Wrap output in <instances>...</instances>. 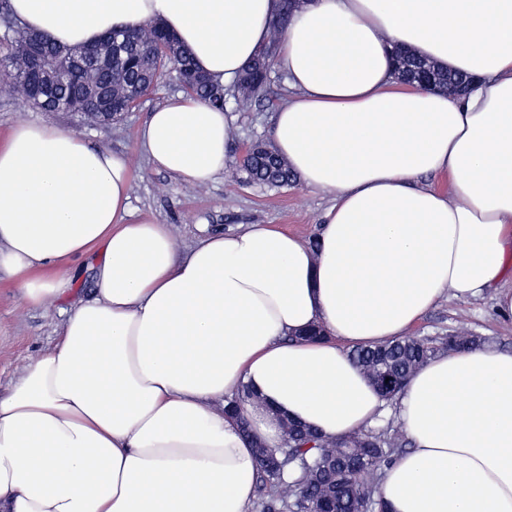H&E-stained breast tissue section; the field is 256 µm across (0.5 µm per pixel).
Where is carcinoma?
<instances>
[{"label": "carcinoma", "instance_id": "carcinoma-1", "mask_svg": "<svg viewBox=\"0 0 512 512\" xmlns=\"http://www.w3.org/2000/svg\"><path fill=\"white\" fill-rule=\"evenodd\" d=\"M280 4L265 49L244 67L249 78L235 85L231 94L240 109L266 98L280 35L301 0H280ZM164 32L158 22L114 29L97 42L94 55L86 56L83 47L64 46L30 32L12 14L9 0H0V81L34 109L66 112L102 127L116 122L114 117L104 119L102 113L132 111L170 70L184 81L185 93L224 108V85L202 74L190 53L175 38H165ZM32 41L41 44L45 72L38 71L33 62L28 49ZM398 55L395 78L402 82L415 83L432 74L435 82L428 89L442 90L471 79L463 73L444 71L413 53L400 50ZM239 167L249 182L270 189L285 187L294 179L288 164L261 142L246 150ZM484 343L481 336L455 329L446 336L405 335L376 346L356 347L350 356L382 396L393 402L428 359L443 351ZM283 442L290 458L277 468L269 469L257 461L256 504L260 512H317L322 508L331 512H386L374 475L410 445L392 419L335 440L289 422Z\"/></svg>", "mask_w": 512, "mask_h": 512}]
</instances>
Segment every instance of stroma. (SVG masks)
<instances>
[{
  "mask_svg": "<svg viewBox=\"0 0 512 512\" xmlns=\"http://www.w3.org/2000/svg\"><path fill=\"white\" fill-rule=\"evenodd\" d=\"M269 99L247 111L227 102L231 117L233 153L257 140L270 141L273 116L294 94L284 72L269 73ZM182 89L175 74H168L139 108L103 130L77 116L42 112L28 107L8 86L0 84V143L6 142L18 122L45 123L80 136L93 145L129 156L131 164L130 215L168 225L181 252L192 250L203 230L236 231L252 224H269L304 240L316 237L322 217L332 204L331 194L302 182L268 190L234 178L224 169L206 185L189 187L168 172L157 170L139 147L141 127L157 107ZM65 318L56 306H34L21 300L13 279L0 271V393H6L25 362L56 342ZM463 327L485 337L488 344L512 351V317L498 314L495 293L474 299L445 295L412 329L418 336H443Z\"/></svg>",
  "mask_w": 512,
  "mask_h": 512,
  "instance_id": "stroma-1",
  "label": "stroma"
}]
</instances>
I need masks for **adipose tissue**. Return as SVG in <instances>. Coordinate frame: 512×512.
<instances>
[{
  "instance_id": "1",
  "label": "adipose tissue",
  "mask_w": 512,
  "mask_h": 512,
  "mask_svg": "<svg viewBox=\"0 0 512 512\" xmlns=\"http://www.w3.org/2000/svg\"><path fill=\"white\" fill-rule=\"evenodd\" d=\"M53 42L161 21L233 85L277 0H10ZM406 46L476 76L465 95L398 86ZM278 67L295 95L278 152L332 195L317 246L254 224L181 253L128 220L130 165L21 122L0 146V270L35 306L67 305L56 344L0 396V512H249L253 441L279 414L336 437L384 401L348 355L404 335L446 293L496 289L512 316V0H304ZM230 119L191 95L151 112L140 146L193 186L223 171ZM448 176L450 192L423 184ZM93 299L72 302L76 259ZM322 325L327 336L294 340ZM249 386L239 419L224 399ZM413 446L384 472L389 512H512V354L442 353L398 397Z\"/></svg>"
}]
</instances>
